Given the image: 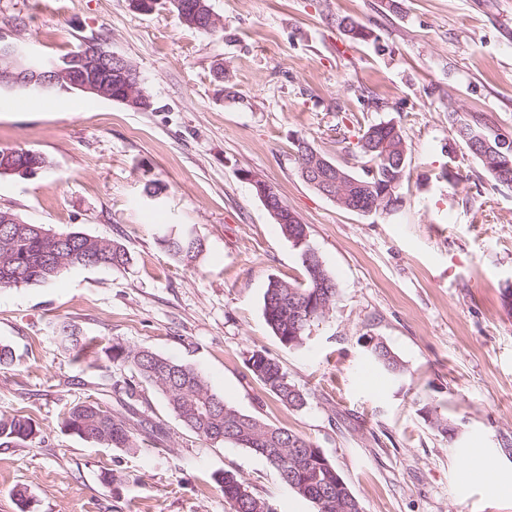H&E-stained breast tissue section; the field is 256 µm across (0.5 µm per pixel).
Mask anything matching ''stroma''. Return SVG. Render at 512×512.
<instances>
[{
  "label": "stroma",
  "mask_w": 512,
  "mask_h": 512,
  "mask_svg": "<svg viewBox=\"0 0 512 512\" xmlns=\"http://www.w3.org/2000/svg\"><path fill=\"white\" fill-rule=\"evenodd\" d=\"M209 4L222 21L212 35L129 0H0L8 40L58 58L101 37L154 101L135 112L60 93L18 111V92L0 83V149L49 162L28 179L0 175V210L130 256L120 268L0 288V343L14 351L0 367V415H29L37 429L32 442L0 447V512H229L217 482L226 472L272 512H313L265 458L189 430L155 386L109 360L115 343L191 365L236 409L309 440L363 512H512V187L455 142L449 118L512 138V0ZM339 16L378 44L348 39ZM380 122L398 125L408 147L395 211L341 209L303 180L296 140L357 176L358 136ZM254 175L306 224L338 283L299 349L267 325L263 294L273 278L304 281L302 249ZM168 228L202 241L195 262L168 252ZM64 322L92 341L81 358L58 345ZM372 338L402 373L372 361ZM255 350L306 393L303 408L249 373ZM127 382L138 419L159 424L160 438L126 451L64 430L63 413L89 397L125 416ZM430 407L454 434L438 432ZM250 181L253 183V185L256 187L255 192L257 196L261 199L263 204L265 205L266 209L269 210L273 215H275L276 219L281 223L277 222L275 220L276 224H279L281 231L285 238H287L289 241H291L294 245H298L295 242H293L290 238V236L296 237V232L298 231L299 224H301V221L298 220L295 223L292 221H289L290 213L286 210V205L281 200V204L277 203L278 198L274 194V190L270 187L269 184H267L265 181L251 177ZM286 206H284V205ZM288 212V224H285L284 217H286ZM295 224V225H294Z\"/></svg>",
  "instance_id": "1"
}]
</instances>
